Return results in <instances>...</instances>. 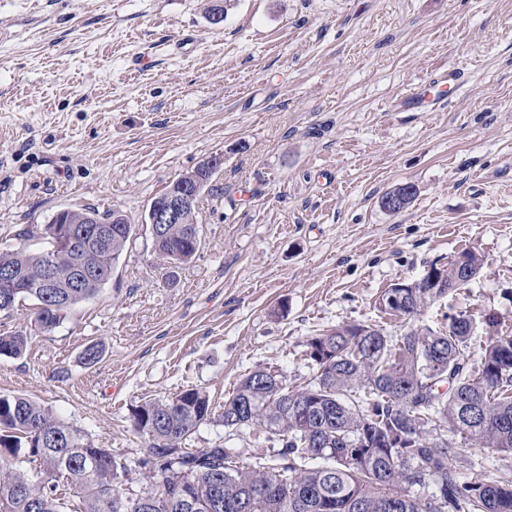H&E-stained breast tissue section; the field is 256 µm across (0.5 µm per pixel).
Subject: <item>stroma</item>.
<instances>
[{
    "instance_id": "35a3bbf8",
    "label": "stroma",
    "mask_w": 512,
    "mask_h": 512,
    "mask_svg": "<svg viewBox=\"0 0 512 512\" xmlns=\"http://www.w3.org/2000/svg\"><path fill=\"white\" fill-rule=\"evenodd\" d=\"M212 2L0 0V250L43 248L67 207L134 227L111 280L52 330L29 302L0 314L28 336L0 356V395L126 458L143 446L131 408L191 387L213 414L187 447L265 453V433L224 431L238 382L267 367L301 388L308 340L345 324L398 339L378 297L466 250L482 270L418 325L491 310L512 333V0H231L218 25ZM451 68L465 82L447 107L394 111ZM214 156L200 250L168 278L144 215ZM406 182L413 202L384 211Z\"/></svg>"
}]
</instances>
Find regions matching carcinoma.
<instances>
[{
    "label": "carcinoma",
    "instance_id": "1",
    "mask_svg": "<svg viewBox=\"0 0 512 512\" xmlns=\"http://www.w3.org/2000/svg\"><path fill=\"white\" fill-rule=\"evenodd\" d=\"M198 210L186 215L195 232L170 224L167 240L155 249L173 274L200 249ZM114 218L121 222L118 236L108 248L84 254L101 276L72 286L75 256L56 247L67 225ZM132 235V225L115 211L57 212L43 228L47 249L0 251V274L22 266L27 278L24 287L0 280V313L33 300L34 326L53 328L111 280ZM50 254L59 283L51 291L39 287ZM439 300L412 297L404 317ZM484 325L493 335L478 363L471 353L475 320L446 314L438 328L412 325L395 343L381 328L360 338L351 324L317 334L307 347L326 354V361L316 363V374L300 389L268 368L253 370L224 401V430L260 427L277 447L245 465L237 451L182 447L213 412L200 388L131 409L133 430L145 438L131 461L96 447L33 400L0 396V512H44V504L58 503L61 483L79 490V512H189L170 498V488L189 475L197 497L215 487L222 512H512V482L491 471L478 482L460 480L462 460L441 435L446 426L468 445L512 452V335L496 318ZM26 345L22 331L0 333V356L19 357ZM20 455L30 470L11 467L9 460ZM90 457L99 459L94 471L86 466ZM133 471L150 483L145 509L128 505L135 497L122 492ZM430 486L429 497L415 493Z\"/></svg>",
    "mask_w": 512,
    "mask_h": 512
}]
</instances>
